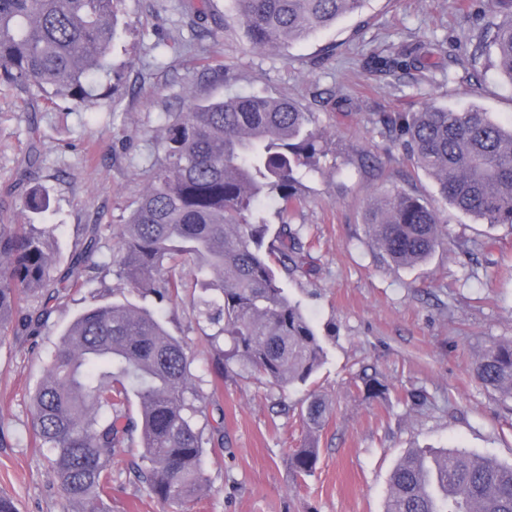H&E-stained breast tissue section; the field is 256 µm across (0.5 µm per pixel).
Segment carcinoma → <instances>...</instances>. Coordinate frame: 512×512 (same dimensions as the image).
I'll use <instances>...</instances> for the list:
<instances>
[{
  "instance_id": "1",
  "label": "carcinoma",
  "mask_w": 512,
  "mask_h": 512,
  "mask_svg": "<svg viewBox=\"0 0 512 512\" xmlns=\"http://www.w3.org/2000/svg\"><path fill=\"white\" fill-rule=\"evenodd\" d=\"M120 2L0 0V81L87 106L99 95L101 75H112L111 54L123 36ZM232 2L250 48L275 49L358 12L366 0ZM487 49L512 82V17L487 24L476 50ZM378 123L381 133L403 138L451 206L491 226L512 225V124L477 107L455 112L436 104L384 114ZM323 153L312 113L285 98L236 96L168 114L146 189L108 247L116 279L150 294L155 308L124 297L84 309L60 335L33 394L34 444L49 449L51 472L80 512H108L117 448L135 434L145 462L139 476L158 501L181 506L206 486L202 458L217 432L209 426V396L187 346L162 317L182 288V262H192L203 291L193 312L213 348L215 379L235 364L284 389L321 367L323 342L288 297L273 260L287 274L304 266L288 213ZM269 202L282 221L268 243L270 225L260 212ZM19 203L41 216L51 207L41 185ZM366 224L380 256L398 266L426 262L445 239L433 207L397 189L375 198ZM58 251L51 224H0V338L39 328L54 295L37 311L31 299L98 267L101 246L91 232L63 271ZM471 372L512 401V339L489 341ZM361 384L369 399L388 390L376 374H363ZM133 400L136 419L128 416ZM328 416L318 396L301 410L311 429ZM317 459L318 449L301 448L289 465L307 475ZM385 512H512V464L457 449L412 450L390 473Z\"/></svg>"
}]
</instances>
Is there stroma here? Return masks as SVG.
<instances>
[{"mask_svg": "<svg viewBox=\"0 0 512 512\" xmlns=\"http://www.w3.org/2000/svg\"><path fill=\"white\" fill-rule=\"evenodd\" d=\"M123 0L126 32L112 55L115 77L91 110L56 106L0 84V220L32 224L18 197L33 183L51 198L60 264L97 225L113 244L143 193L139 169L157 156L165 116L199 99L236 94L286 97L311 112L324 134L320 169L303 181L290 224L301 227L303 270L285 277L323 339L326 359L306 383L282 389L230 366L208 407L222 448L207 450L205 489L185 506L161 504L138 480L134 443L112 465V512H384L388 478L412 449H460L512 464V404L475 382L470 366L489 339L512 338V226L458 212L401 143L379 133L384 114L429 103L478 107L512 121V82L491 53L475 50L490 21L512 17V0H366L362 11L307 40L253 50L232 0ZM35 166H28L31 151ZM402 189L438 211L445 241L415 266L385 262L364 222L380 191ZM495 237L497 246L481 243ZM111 267L83 273L51 302L36 332L0 339V495L17 512H77L34 447L30 397L60 334L119 288ZM198 291L185 276L182 299L164 313L206 375L209 342L190 308ZM387 380L386 398L366 399L363 373ZM424 390V406L403 400ZM323 398L329 418L310 431L300 408ZM313 446V473L288 465Z\"/></svg>", "mask_w": 512, "mask_h": 512, "instance_id": "35a3bbf8", "label": "stroma"}]
</instances>
